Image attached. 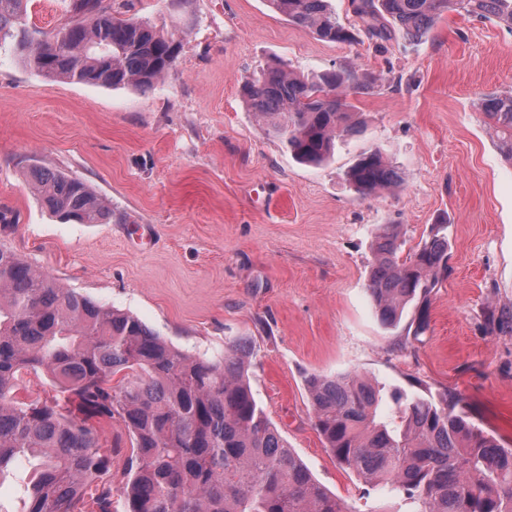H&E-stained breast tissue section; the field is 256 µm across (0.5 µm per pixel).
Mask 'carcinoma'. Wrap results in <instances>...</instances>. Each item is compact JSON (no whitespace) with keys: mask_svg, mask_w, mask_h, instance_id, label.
<instances>
[{"mask_svg":"<svg viewBox=\"0 0 512 512\" xmlns=\"http://www.w3.org/2000/svg\"><path fill=\"white\" fill-rule=\"evenodd\" d=\"M29 0H0V40L48 78L153 89L176 65L182 41L134 13L135 0H70L46 36L31 26ZM272 11L318 39L352 45L365 36L415 42L448 10L495 19L512 30V0H349L346 24L328 0H267ZM354 73L295 75L279 63L246 80L248 109L298 161L327 160L355 132ZM477 107L512 157V92H488ZM361 195L399 176L379 148L345 171ZM44 206L63 220L104 224L105 201L77 179L33 172ZM444 223L406 258L399 227L372 243L368 291L378 321L401 322L415 305L413 336L425 334L429 296L448 277ZM251 349L232 344L211 361L176 349L137 317L105 308L0 247V479L24 458L33 475L22 512H112V447L101 424L121 421L130 455L121 493L126 512H348L315 480L255 400ZM43 376L53 394L24 395ZM304 386L323 446L373 490L391 494L381 512H512V448L457 410L462 396L384 391L360 376L310 373ZM393 412L382 415L383 400Z\"/></svg>","mask_w":512,"mask_h":512,"instance_id":"cac0c4a2","label":"carcinoma"}]
</instances>
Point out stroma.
<instances>
[{
    "label": "stroma",
    "instance_id": "35a3bbf8",
    "mask_svg": "<svg viewBox=\"0 0 512 512\" xmlns=\"http://www.w3.org/2000/svg\"><path fill=\"white\" fill-rule=\"evenodd\" d=\"M139 16L187 27L176 66L140 92L30 70L0 43V246L98 304L139 318L183 352L253 351L256 401L348 512H376L324 448L305 375L358 374L424 397L461 394L471 420L512 446V159L476 102L512 91V31L458 11L430 35L376 44L319 40L266 0H138ZM275 61L297 73L354 71L359 131L318 166L298 162L241 96ZM377 147L397 187L360 195L345 171ZM78 178L104 197L105 224L63 222L31 171ZM448 218L451 271L429 328L377 320L370 244L400 225L406 248Z\"/></svg>",
    "mask_w": 512,
    "mask_h": 512
}]
</instances>
